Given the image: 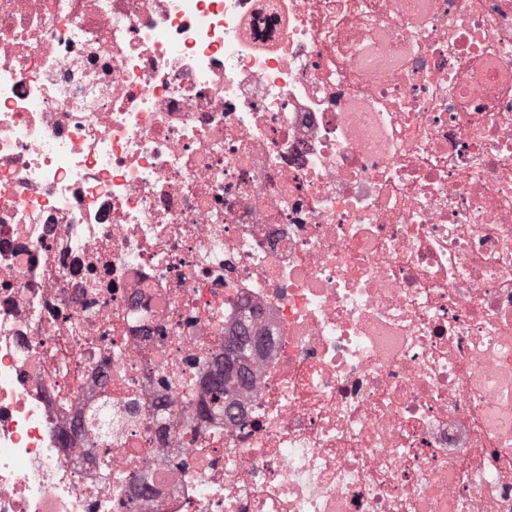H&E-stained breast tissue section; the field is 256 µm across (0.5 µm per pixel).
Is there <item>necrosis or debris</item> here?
Returning <instances> with one entry per match:
<instances>
[{
  "label": "necrosis or debris",
  "instance_id": "obj_1",
  "mask_svg": "<svg viewBox=\"0 0 512 512\" xmlns=\"http://www.w3.org/2000/svg\"><path fill=\"white\" fill-rule=\"evenodd\" d=\"M0 512H512V0H0ZM248 318H251V316L245 317L243 321L241 320L239 322L238 331L235 335L239 334L240 336L234 348L240 358L249 362V368L247 369L246 374L244 376L235 375L230 369L224 367V375L222 374L215 377L211 383V401L217 404L224 401L225 412L230 416L234 404H238L237 397L252 377V365L254 363L255 356L251 349L253 339L262 337L256 335L255 329H253L251 324L246 323V321L249 322ZM230 416L227 417L235 419Z\"/></svg>",
  "mask_w": 512,
  "mask_h": 512
}]
</instances>
